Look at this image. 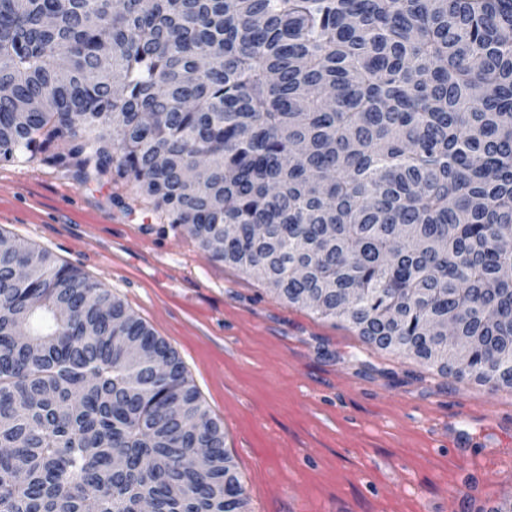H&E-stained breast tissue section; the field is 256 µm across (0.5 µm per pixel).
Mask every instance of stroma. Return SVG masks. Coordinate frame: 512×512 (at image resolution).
Masks as SVG:
<instances>
[{
	"instance_id": "obj_1",
	"label": "stroma",
	"mask_w": 512,
	"mask_h": 512,
	"mask_svg": "<svg viewBox=\"0 0 512 512\" xmlns=\"http://www.w3.org/2000/svg\"><path fill=\"white\" fill-rule=\"evenodd\" d=\"M0 231L121 297L183 361L262 512H493L512 504V391L365 345L214 261L134 183L0 164Z\"/></svg>"
}]
</instances>
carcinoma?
<instances>
[{
  "label": "carcinoma",
  "instance_id": "carcinoma-1",
  "mask_svg": "<svg viewBox=\"0 0 512 512\" xmlns=\"http://www.w3.org/2000/svg\"><path fill=\"white\" fill-rule=\"evenodd\" d=\"M0 86V163L55 148L281 300L441 371L449 327L512 388V0H0ZM0 448V512H248L177 352L1 232Z\"/></svg>",
  "mask_w": 512,
  "mask_h": 512
}]
</instances>
